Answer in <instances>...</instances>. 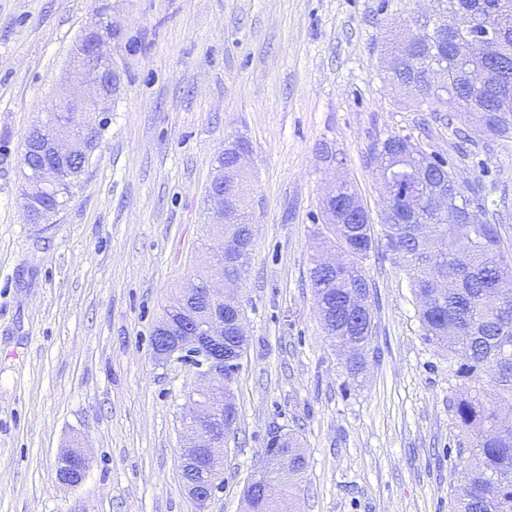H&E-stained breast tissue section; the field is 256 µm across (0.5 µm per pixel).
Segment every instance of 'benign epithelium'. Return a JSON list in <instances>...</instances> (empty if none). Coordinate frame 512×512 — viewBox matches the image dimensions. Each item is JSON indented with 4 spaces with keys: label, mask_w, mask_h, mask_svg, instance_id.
Returning <instances> with one entry per match:
<instances>
[{
    "label": "benign epithelium",
    "mask_w": 512,
    "mask_h": 512,
    "mask_svg": "<svg viewBox=\"0 0 512 512\" xmlns=\"http://www.w3.org/2000/svg\"><path fill=\"white\" fill-rule=\"evenodd\" d=\"M454 29L467 34L466 45L472 51L483 49V32L487 23L474 15L458 14L451 19ZM121 28L99 17L94 26L86 29L79 39L75 52L73 86L62 93L59 102L48 114V119L36 125L30 132L33 151L42 157L44 163L30 168L34 179L24 181L22 199L25 219L28 224H39L47 219L52 209L45 206L44 198L49 196L54 185L68 173V165L80 160L88 165L94 151V143L86 132L98 129L95 120L79 121L78 115L98 116L108 111L116 94L121 76L112 63L107 47L119 38ZM240 164L225 167L215 166L210 186H226L238 198H245L242 167L249 165L250 146L240 141L236 146ZM242 274L224 277V269H216L205 284L210 302L207 311L193 318V323L180 331L171 324H163L154 335L153 351L162 364L189 362L194 365L205 381L204 386L189 396V411L185 415V428L190 433L189 448L192 456L184 458L181 465L188 469H201L213 475L222 474L218 449L227 443L224 422L235 423L237 412H224L223 407L214 403L213 398L224 392V374L235 368L241 359L240 351L224 352V329L234 331L239 337H246L244 312L229 301L226 288H236ZM88 456L79 448L64 451L55 466L56 480L65 486L79 485L88 470ZM248 496L272 498L271 479L253 476L249 482ZM189 496L198 503L208 504L222 490L219 480L206 486L185 482Z\"/></svg>",
    "instance_id": "benign-epithelium-1"
}]
</instances>
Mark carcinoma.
<instances>
[{
  "instance_id": "carcinoma-1",
  "label": "carcinoma",
  "mask_w": 512,
  "mask_h": 512,
  "mask_svg": "<svg viewBox=\"0 0 512 512\" xmlns=\"http://www.w3.org/2000/svg\"><path fill=\"white\" fill-rule=\"evenodd\" d=\"M476 13L491 25L486 48L467 55L456 48L457 35L448 20ZM391 49L390 82L408 88L417 104L434 112L448 108L473 112L483 133L512 138V0H434L430 14ZM384 164L379 179L389 204L404 219L385 225L387 247L399 255L419 304L427 339L448 352L464 391L453 403L456 426L470 441L457 456L468 463L466 484L458 490L453 512H512V277L498 275L506 244L481 212L469 218L464 193L454 200L456 219L431 207L432 183L420 176L425 158L414 152L409 137L391 135L379 143ZM355 187L336 183L322 201V229L316 235L351 256L348 266L333 273L313 265L309 279L326 335L349 353L346 367L356 375L364 369V352L372 337L361 336L350 322L351 298L369 286L363 263L373 249V225L355 224ZM233 223L224 225V274L249 262L252 245L245 208L236 205ZM272 465L288 457L296 474L307 467L300 443L282 434L266 449Z\"/></svg>"
}]
</instances>
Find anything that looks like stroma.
Returning a JSON list of instances; mask_svg holds the SVG:
<instances>
[{
    "label": "stroma",
    "mask_w": 512,
    "mask_h": 512,
    "mask_svg": "<svg viewBox=\"0 0 512 512\" xmlns=\"http://www.w3.org/2000/svg\"><path fill=\"white\" fill-rule=\"evenodd\" d=\"M425 0H0V512H203L183 487L194 367L159 363L165 308L217 239L204 199L225 142L245 137L254 225L238 298L248 348L224 490L204 512H247L270 430L307 458L289 512H451L467 439L462 381L428 342L384 235L364 263L374 333L360 375L330 345L308 269L325 190L352 182L381 222L371 158L411 136L453 161L512 239V141L460 112L407 106L386 52ZM121 85L66 207L27 223L20 159L68 83L98 14ZM80 448L81 485L55 479Z\"/></svg>",
    "instance_id": "35a3bbf8"
}]
</instances>
